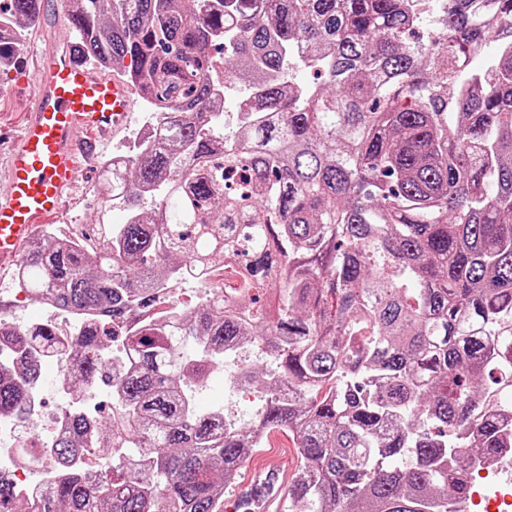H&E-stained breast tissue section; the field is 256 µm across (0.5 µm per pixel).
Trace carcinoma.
<instances>
[{"label": "carcinoma", "instance_id": "cac0c4a2", "mask_svg": "<svg viewBox=\"0 0 512 512\" xmlns=\"http://www.w3.org/2000/svg\"><path fill=\"white\" fill-rule=\"evenodd\" d=\"M429 6L70 0L78 60L122 68L167 122L110 172L125 223L42 237L18 267L74 337L0 321V418L28 419L9 364L38 378L39 348L110 379L109 422L73 419L38 512H214L254 428L300 455L288 512H461L472 461L512 448V379L491 372L512 362V0ZM40 7L0 2V62ZM218 259L238 286L169 329L160 292ZM119 336L137 356L110 369ZM247 344L266 355L238 373L267 390L255 419L192 411L191 388ZM87 448L112 450L95 478L69 465ZM17 495L0 478V512ZM43 307L51 314L47 321L53 325L55 337L60 341L70 339L76 329L74 318L66 313H63L64 315L61 316L59 315L60 311L48 306L43 305Z\"/></svg>", "mask_w": 512, "mask_h": 512}]
</instances>
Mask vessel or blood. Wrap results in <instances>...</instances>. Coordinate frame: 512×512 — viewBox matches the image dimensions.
Here are the masks:
<instances>
[{"label":"vessel or blood","mask_w":512,"mask_h":512,"mask_svg":"<svg viewBox=\"0 0 512 512\" xmlns=\"http://www.w3.org/2000/svg\"><path fill=\"white\" fill-rule=\"evenodd\" d=\"M133 90L121 77L91 76L67 38L37 59L31 110L8 159V188L0 195V269L19 263L43 224L61 212L89 143L79 131L103 132L128 123ZM298 467L251 468L235 489V504L251 512H280Z\"/></svg>","instance_id":"obj_1"}]
</instances>
